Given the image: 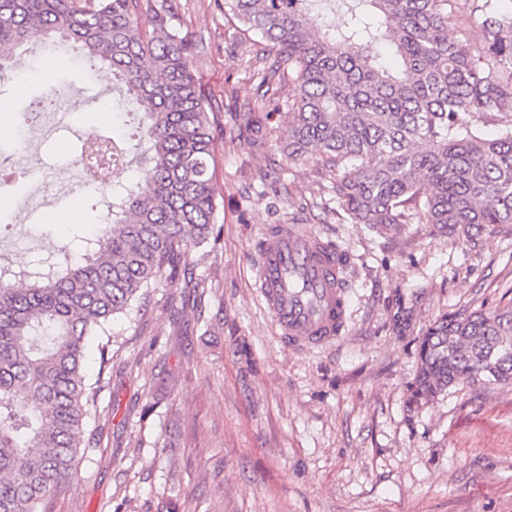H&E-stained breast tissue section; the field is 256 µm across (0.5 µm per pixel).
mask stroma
Segmentation results:
<instances>
[{"label":"stroma","mask_w":512,"mask_h":512,"mask_svg":"<svg viewBox=\"0 0 512 512\" xmlns=\"http://www.w3.org/2000/svg\"><path fill=\"white\" fill-rule=\"evenodd\" d=\"M194 43L192 70L213 108L218 245L192 248L201 310L178 279L147 290L86 350L100 383L73 478L50 512H512V380L460 383L409 403L418 347L439 318L512 310V224L455 233L405 224L380 233L350 223L331 173L289 159L288 118L259 97L248 65L265 43L236 28L224 0H146ZM16 52L0 101L12 151L0 154V214L14 215L0 253L26 264L93 233L88 195L142 178V149L96 187L74 158L83 137L116 120L126 95L114 80L73 71L63 84L70 124L38 129L17 111L63 67ZM269 224H294L342 249L348 306L335 345L286 347L256 293L254 247ZM151 413L143 408L152 397Z\"/></svg>","instance_id":"35a3bbf8"}]
</instances>
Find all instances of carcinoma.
<instances>
[{"label":"carcinoma","mask_w":512,"mask_h":512,"mask_svg":"<svg viewBox=\"0 0 512 512\" xmlns=\"http://www.w3.org/2000/svg\"><path fill=\"white\" fill-rule=\"evenodd\" d=\"M312 0H224V12L268 43L253 76L288 90V155L334 173L355 224L417 221L450 232L512 224V5L507 0H363L320 27ZM140 0H0V72L35 38L76 45L147 120L142 182L124 188L77 257L0 272V512H47L72 478L96 388L85 343L145 289L177 277L201 297L190 248L218 244L209 102L188 40ZM481 24L474 46L452 21ZM392 45L398 68L372 50ZM482 115L492 138L473 124ZM512 310L443 320L422 338L415 399L469 381L488 359L512 373Z\"/></svg>","instance_id":"cac0c4a2"}]
</instances>
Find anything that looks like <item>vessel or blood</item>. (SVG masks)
<instances>
[{"instance_id": "vessel-or-blood-1", "label": "vessel or blood", "mask_w": 512, "mask_h": 512, "mask_svg": "<svg viewBox=\"0 0 512 512\" xmlns=\"http://www.w3.org/2000/svg\"><path fill=\"white\" fill-rule=\"evenodd\" d=\"M258 295L282 342L319 348L340 338L347 311L346 256L286 224L265 227L254 256Z\"/></svg>"}]
</instances>
